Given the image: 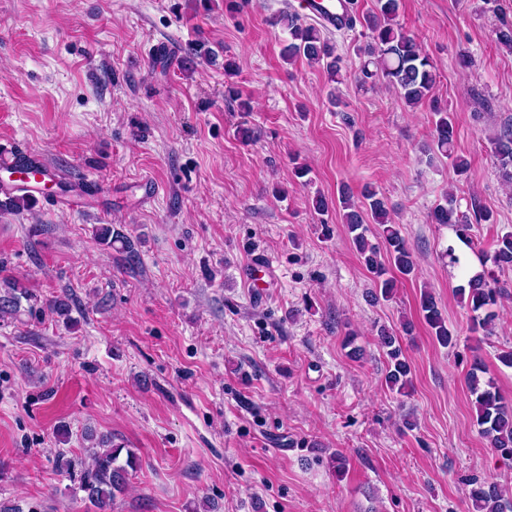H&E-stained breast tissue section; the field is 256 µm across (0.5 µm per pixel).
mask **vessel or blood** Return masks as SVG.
<instances>
[{"instance_id": "b4317fda", "label": "vessel or blood", "mask_w": 512, "mask_h": 512, "mask_svg": "<svg viewBox=\"0 0 512 512\" xmlns=\"http://www.w3.org/2000/svg\"><path fill=\"white\" fill-rule=\"evenodd\" d=\"M297 11L301 19L317 23L331 31L345 30L353 18V0H297ZM58 171L48 162L24 156L12 150L0 152V194H21L35 199L45 196L47 184L56 182ZM109 184L95 182L89 186H75L65 198L54 200V207L69 210L82 209L86 194L107 197Z\"/></svg>"}]
</instances>
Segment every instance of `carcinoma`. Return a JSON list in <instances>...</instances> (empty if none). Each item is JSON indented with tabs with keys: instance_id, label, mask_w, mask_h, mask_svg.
Instances as JSON below:
<instances>
[{
	"instance_id": "obj_1",
	"label": "carcinoma",
	"mask_w": 512,
	"mask_h": 512,
	"mask_svg": "<svg viewBox=\"0 0 512 512\" xmlns=\"http://www.w3.org/2000/svg\"><path fill=\"white\" fill-rule=\"evenodd\" d=\"M399 0H377L376 12L364 17L369 40L359 47L365 57L361 73L363 78H381L387 88L396 90L410 105L429 103L437 116L433 134L436 150L451 161L457 174L468 170V162L454 154L455 123L448 111L442 109L431 98L437 82V71L432 58L422 49L416 38L405 31L396 21ZM275 26L288 30L290 40L283 49L288 59L299 56L309 62H326L328 75L335 78L341 71V58L335 54V47L321 37L314 26H304L292 14H281L272 20ZM492 151L498 161L501 177L512 183V125L504 127L491 140ZM363 201L356 203L348 191H341L339 203L344 210L343 224L352 234V243L366 270L375 279L376 291L370 294L371 301H385L392 297L397 287L395 277L389 275L394 269L403 276L415 270L414 256L398 224L389 218V209L384 199L372 189L362 193ZM378 226L377 242L367 237L366 218ZM430 223L453 227L456 237L462 243L474 244L471 230L473 224L463 213L457 211L453 194H448L445 203L437 205L429 215ZM97 239L108 247L122 242L126 259L133 258L129 242L112 235V227L101 225L95 228ZM482 271L472 275L467 284L458 288V296L471 313L473 326L491 333L492 322L497 308L505 297V286L500 284L498 273L512 269V232L497 237L493 251L481 261ZM420 311L432 335L444 347L455 344V336L435 298L430 292L421 294ZM380 344L385 349V384L392 390L403 392L411 383V364L403 355L398 337L386 329L380 331ZM478 364H473L468 374L469 390L474 396L476 425L487 438L490 447L505 460H512V405L496 389L492 378L477 374ZM122 448L101 443L86 449L91 465H85L81 458H68L61 454L58 467L78 476L76 490L83 493L88 503V512H113L118 495L125 492L137 460L133 452H127L125 464L118 463ZM469 498L475 512H512V492L495 481L471 480Z\"/></svg>"
}]
</instances>
